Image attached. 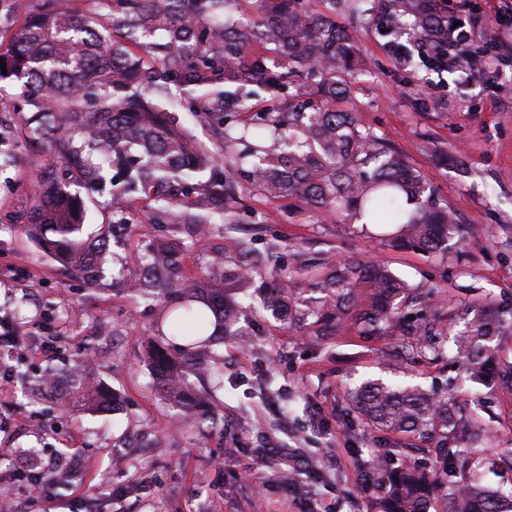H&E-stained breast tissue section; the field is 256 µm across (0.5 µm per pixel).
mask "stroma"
<instances>
[{
  "mask_svg": "<svg viewBox=\"0 0 512 512\" xmlns=\"http://www.w3.org/2000/svg\"><path fill=\"white\" fill-rule=\"evenodd\" d=\"M308 2L358 51L351 92L339 108L359 113L423 174L457 215L463 246L445 258L394 249L364 237L358 226L267 201L248 186L241 191L243 221L217 217L199 235L191 224L151 223L146 201L106 193L87 204L89 230L107 232L110 240L104 283L89 288L42 257L26 234L34 173L55 159L27 139L22 113L0 116V318L21 303L30 315L18 352L28 374L0 377V448L11 451L0 472L16 473L0 479V501L14 502L16 512H83L93 498L102 512H300L278 489L257 454L261 448H301L321 458L330 480L319 489L314 512H371L357 463L396 439L363 429L343 400V385L390 377L401 336L375 340L342 328L315 347L270 315L246 314L251 337L213 348L224 388L201 409L216 425L200 432L198 424L180 422L157 370L143 361L162 302L127 291L135 269L125 259L149 244H185L178 269L184 280L198 276L214 255L234 263L241 244L274 243L280 263L297 272L324 271L353 256L386 263L426 289V311L448 304L512 307V53L462 82L455 72L397 58L379 33L389 0H365L361 14L349 0ZM443 151L459 153L461 164L441 161ZM117 211L131 225L114 223ZM86 370L113 393L112 408L91 410ZM265 375L275 379L271 394H245L243 382ZM406 378L447 390L468 418L485 425L483 480L512 487V468L497 463L512 455V389L472 383L448 354L417 359ZM64 466L72 469L65 487L29 498L23 473Z\"/></svg>",
  "mask_w": 512,
  "mask_h": 512,
  "instance_id": "1",
  "label": "stroma"
}]
</instances>
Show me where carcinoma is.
<instances>
[{
  "label": "carcinoma",
  "mask_w": 512,
  "mask_h": 512,
  "mask_svg": "<svg viewBox=\"0 0 512 512\" xmlns=\"http://www.w3.org/2000/svg\"><path fill=\"white\" fill-rule=\"evenodd\" d=\"M390 18L420 36L448 40V16L429 12L414 0L408 15ZM259 45L265 52L243 55ZM355 55L336 25L295 0H261L254 19L236 21L229 0H112L106 21L75 15L52 5L26 16L7 52L0 81L25 90L11 110L33 107L25 119L32 141L47 144L65 165L64 173L37 174V195L26 218L27 231L42 252L86 284L103 279L108 238L85 230L86 199L112 196L147 200L159 223L207 224L215 213L235 224L240 214L239 176L270 201L294 199L323 217L361 223V233L398 248L435 257L452 252L460 226L418 169L375 136L354 112L336 109L350 92L345 73ZM306 71L316 78V104L288 110V78ZM243 91L256 86L272 105L247 123L228 111L223 86ZM191 97L213 94L193 112L216 122L224 144L245 150L221 165L158 98L172 89ZM210 172L205 181L196 175ZM178 206L177 213L171 207ZM184 247L157 246L137 254L142 274L134 293L151 298L176 286L166 306L161 334L182 351L207 347L215 329L242 336L241 299L262 279V308L290 326H313L312 342L348 325L377 339L400 327L418 300L417 289L387 266L353 257L333 271L300 278L274 260L276 247L241 248L242 264L213 261L202 275L173 284ZM453 357L472 381L499 380L512 387V363L495 360L496 340L512 321V308L473 305L448 308ZM443 319L416 327L404 345V359L437 358ZM146 360L172 380V403L200 406L187 395L189 374L174 353L148 346ZM357 419L373 431L431 441L439 469L410 459L409 448H385L358 462V483L372 512H430L441 493V512H512V493L491 488L464 472L466 446L456 441L462 424L454 398L413 383L368 379L345 394ZM400 458L397 464L393 458ZM326 475L318 459L293 461L277 473L279 486L298 500L317 494Z\"/></svg>",
  "instance_id": "1"
}]
</instances>
